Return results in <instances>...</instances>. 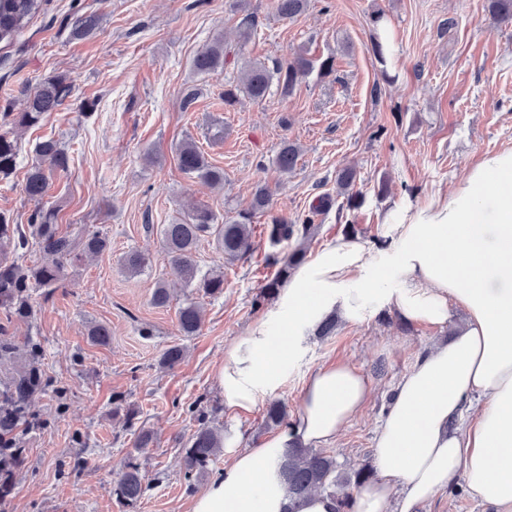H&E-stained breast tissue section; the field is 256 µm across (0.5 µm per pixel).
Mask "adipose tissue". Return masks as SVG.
Listing matches in <instances>:
<instances>
[{"instance_id": "obj_1", "label": "adipose tissue", "mask_w": 512, "mask_h": 512, "mask_svg": "<svg viewBox=\"0 0 512 512\" xmlns=\"http://www.w3.org/2000/svg\"><path fill=\"white\" fill-rule=\"evenodd\" d=\"M391 243H328L294 274L277 310L226 352L217 382L224 404L254 407L273 393L296 340L337 312L356 320L386 308L404 322L447 325L466 315L445 343L420 354L395 388L376 437L379 479L355 493L350 512H418L436 491L464 479L496 512H512V148L483 155L445 199L389 216ZM372 391L345 361L314 371L287 427L237 453L197 494L191 512H340L339 497L289 501L266 468L296 442L334 445Z\"/></svg>"}]
</instances>
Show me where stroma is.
<instances>
[{
	"instance_id": "obj_1",
	"label": "stroma",
	"mask_w": 512,
	"mask_h": 512,
	"mask_svg": "<svg viewBox=\"0 0 512 512\" xmlns=\"http://www.w3.org/2000/svg\"><path fill=\"white\" fill-rule=\"evenodd\" d=\"M229 3L47 0L11 44H0V111L19 112L26 94L48 76L66 75L72 85L66 105L17 131V170L0 183V211L27 224L34 204L23 192L24 178L35 143L53 137L71 157L67 171L50 173L46 195L58 208L60 231L76 240L97 232L111 242L110 251L69 268L53 295L39 300L31 321H10L0 312V338L39 342L46 376L30 404L36 425L22 435L26 458L0 512H190L208 480L184 476L181 450L197 428L188 405L200 402L224 431V449L211 467L216 474L271 435L265 424L270 401L283 402L296 417L309 376L337 361L362 371L374 393L329 451L347 469L372 464L396 382L464 320L456 309L448 325L413 324L404 331L385 309L359 321L339 318L333 334L299 338L298 354L271 396L248 411L225 407L216 381L224 355L271 309L256 302L269 273L266 256L285 250L267 239L271 217L310 221L303 242L310 255L345 237L351 224L362 238L384 241L392 211L448 196L482 155L512 147V21H492L487 0H309L291 20L279 16L276 0H245L257 25L242 46L241 16ZM91 11L99 16L96 32L72 39L67 20ZM378 12L384 15L379 28L371 22ZM217 38L237 46V56L222 70L198 73L195 55ZM377 38L390 47L383 64L372 52ZM301 51L316 60L334 58L335 74L312 73L290 94L274 89L263 101L225 107L224 89L238 82L243 60L272 64ZM189 87L198 95L187 107ZM187 138L223 169L221 187L179 170L176 149ZM285 141L301 150L288 174L273 162ZM343 167L357 172L359 206L336 194ZM260 183L272 197L268 212L253 220L250 251L228 261L207 238L195 252L201 271L223 272V293L185 287L163 245L162 225L197 204L221 216L248 208ZM326 196L331 206L315 210ZM131 251L148 259L135 276L122 267ZM160 280L170 289L164 307L152 303ZM189 298L201 304L203 324L184 339L178 311ZM95 325L109 329L108 344L89 336ZM177 342L186 348L183 361L161 366L162 352ZM117 395L151 432L149 447H137L133 430L114 415ZM79 451L88 466L77 471ZM132 458L147 490L129 508L113 496L112 483ZM420 512L495 509L460 481Z\"/></svg>"
}]
</instances>
